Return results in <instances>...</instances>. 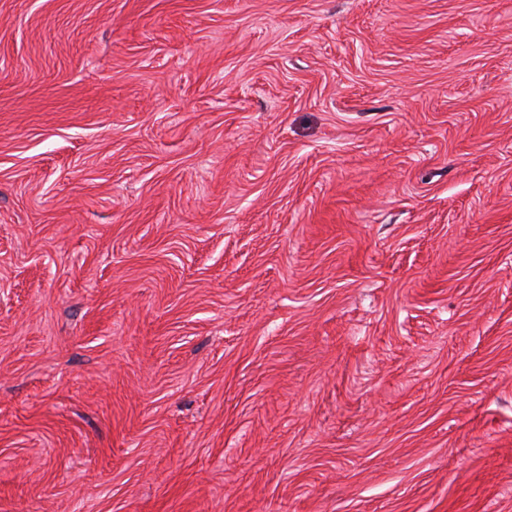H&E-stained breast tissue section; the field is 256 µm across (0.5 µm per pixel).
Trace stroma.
I'll return each instance as SVG.
<instances>
[{
	"instance_id": "stroma-1",
	"label": "stroma",
	"mask_w": 512,
	"mask_h": 512,
	"mask_svg": "<svg viewBox=\"0 0 512 512\" xmlns=\"http://www.w3.org/2000/svg\"><path fill=\"white\" fill-rule=\"evenodd\" d=\"M0 512H512V0H0Z\"/></svg>"
}]
</instances>
